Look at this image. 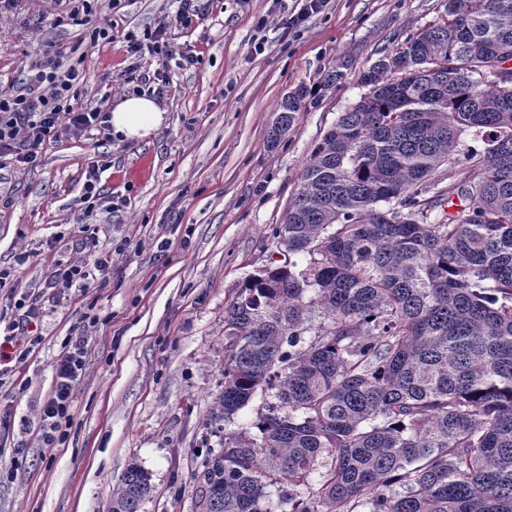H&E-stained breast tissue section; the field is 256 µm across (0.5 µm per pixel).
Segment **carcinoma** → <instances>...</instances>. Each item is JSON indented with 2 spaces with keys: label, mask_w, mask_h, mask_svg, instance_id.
<instances>
[{
  "label": "carcinoma",
  "mask_w": 512,
  "mask_h": 512,
  "mask_svg": "<svg viewBox=\"0 0 512 512\" xmlns=\"http://www.w3.org/2000/svg\"><path fill=\"white\" fill-rule=\"evenodd\" d=\"M443 7L401 42L408 72L389 52L360 74L275 230L284 259L224 305L197 512H512V0ZM459 154L461 179H433ZM257 398L255 432L231 427ZM151 490L131 464L108 512Z\"/></svg>",
  "instance_id": "obj_1"
}]
</instances>
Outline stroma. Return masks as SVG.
<instances>
[{"mask_svg":"<svg viewBox=\"0 0 512 512\" xmlns=\"http://www.w3.org/2000/svg\"><path fill=\"white\" fill-rule=\"evenodd\" d=\"M203 4L172 30L174 55L143 41L133 56L128 36L177 2L122 0L111 41L85 58L79 105L108 111L135 92L154 96L165 111L158 130L50 140L37 165L0 167V270L10 274L0 322H21L23 293L46 299L39 344L0 378V512H107L133 463L151 475L142 512H196L192 475L217 444L206 415L224 386V303L278 259L274 231L315 143L359 99L360 73L443 11L442 0H327L287 31L282 19L301 0ZM98 21L59 22L41 0H20L0 20V78L18 77L46 43L78 48ZM160 71L169 87L159 96ZM300 88L296 123L270 143L278 104ZM94 168L103 200L90 209L81 195ZM105 252L109 282L51 287L57 267H88ZM79 325L91 328L86 370L69 436L48 459L39 410Z\"/></svg>","mask_w":512,"mask_h":512,"instance_id":"stroma-1","label":"stroma"}]
</instances>
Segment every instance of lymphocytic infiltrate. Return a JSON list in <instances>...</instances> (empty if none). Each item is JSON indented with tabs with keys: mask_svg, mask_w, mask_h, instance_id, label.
<instances>
[{
	"mask_svg": "<svg viewBox=\"0 0 512 512\" xmlns=\"http://www.w3.org/2000/svg\"><path fill=\"white\" fill-rule=\"evenodd\" d=\"M87 73L66 53L47 46L22 70L14 87L0 90V162L34 166L46 141L63 136H91L106 127L101 108L82 107L75 98ZM86 328H73L56 361L51 388L40 409L45 447L65 442L70 408L86 367Z\"/></svg>",
	"mask_w": 512,
	"mask_h": 512,
	"instance_id": "obj_1",
	"label": "lymphocytic infiltrate"
}]
</instances>
